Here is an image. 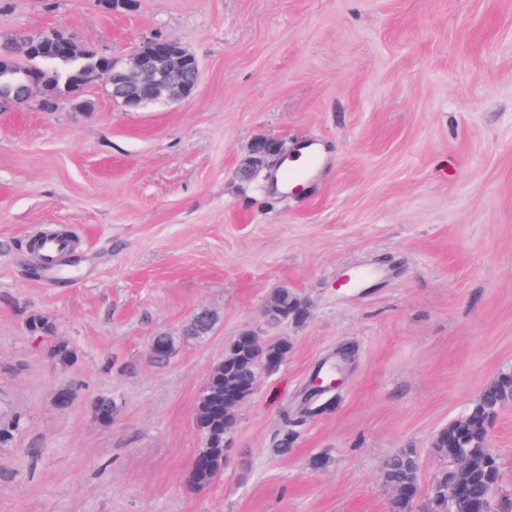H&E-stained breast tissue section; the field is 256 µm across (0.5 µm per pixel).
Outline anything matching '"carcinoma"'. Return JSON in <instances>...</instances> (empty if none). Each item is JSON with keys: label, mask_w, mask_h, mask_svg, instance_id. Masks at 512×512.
Here are the masks:
<instances>
[{"label": "carcinoma", "mask_w": 512, "mask_h": 512, "mask_svg": "<svg viewBox=\"0 0 512 512\" xmlns=\"http://www.w3.org/2000/svg\"><path fill=\"white\" fill-rule=\"evenodd\" d=\"M98 54L94 50L81 49L79 56H48L35 60L43 74V93L60 97L64 94L76 74L95 69ZM267 305L272 307L270 315L276 325L300 324L307 318L304 301L287 288L273 291ZM216 315L209 310L196 313L184 329V335L203 338L209 335L216 324ZM31 335L42 337L53 331V324L44 316L34 314L28 321ZM161 347L153 361L166 362L175 351L173 337L161 334L154 339ZM290 344L285 339L270 341L263 339L262 348H257L251 334L244 332L230 344L224 352V361L211 371L208 383L199 399L196 410V429L203 440V448L192 463L186 475V483L198 490L208 487L214 477L224 470V436L235 427L224 419V391L230 384H249L257 356H262L269 371L276 370L287 358ZM50 357L58 364L67 366L75 358V352L65 340H58L49 349ZM512 391V370L499 372L486 382L480 395L469 409L443 427L433 440V451L451 458L455 451L467 448L472 457L470 468L458 471H443L433 483L431 507L435 510L448 507V488L463 487V495L456 501V512H484L491 492L497 488L499 475L488 472L481 464L482 440L488 411L499 395ZM96 418L104 423H112L115 403L112 398L101 396L93 403ZM418 456L408 450L387 459L384 471L385 481L392 489L391 512H402L407 505L417 499L419 493Z\"/></svg>", "instance_id": "carcinoma-1"}]
</instances>
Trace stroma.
Instances as JSON below:
<instances>
[{
  "label": "stroma",
  "instance_id": "1",
  "mask_svg": "<svg viewBox=\"0 0 512 512\" xmlns=\"http://www.w3.org/2000/svg\"><path fill=\"white\" fill-rule=\"evenodd\" d=\"M46 31L119 61L172 36L201 75L189 99L136 112L102 77L55 111L0 112V419L20 421L0 447V512H391L385 462L409 448L428 492L447 467L435 433L512 368V0H14L0 14V44ZM260 136L320 147L302 193L240 179ZM58 227L80 263L32 276L33 233ZM277 287L307 302L305 322H265ZM203 307L213 332L183 335ZM35 314L51 335L29 333ZM247 330L290 351L238 409L220 477L191 489L199 397ZM159 334L177 339L162 365ZM56 340L72 365L50 358ZM343 346V385L301 414ZM491 443L511 503L512 406Z\"/></svg>",
  "mask_w": 512,
  "mask_h": 512
}]
</instances>
